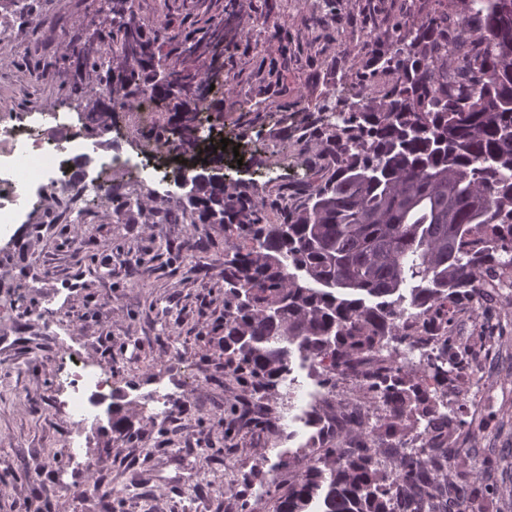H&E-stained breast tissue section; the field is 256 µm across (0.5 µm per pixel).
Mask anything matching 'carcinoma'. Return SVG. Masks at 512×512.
I'll return each instance as SVG.
<instances>
[{
  "mask_svg": "<svg viewBox=\"0 0 512 512\" xmlns=\"http://www.w3.org/2000/svg\"><path fill=\"white\" fill-rule=\"evenodd\" d=\"M466 3L479 52L441 40L434 19L397 40L385 64L401 79L387 102L360 94L328 122L340 163L298 210L266 223L250 195L203 180L174 217L233 226L242 240L224 247V366L257 391L286 383L296 357L334 388L391 340L423 350L431 324L451 325L458 301L484 294L478 268L512 280V0ZM112 40L135 55L102 89L113 110L133 108L125 90L140 71L181 81L141 28L121 25ZM209 110L200 95L184 129ZM453 346L447 335L425 354L419 384L394 368L368 373L385 410L364 422L372 434L392 435L412 404L424 435L453 430L438 407L446 365L463 366ZM330 452L325 470L301 460L276 512H467L441 439L394 447L392 471L367 448Z\"/></svg>",
  "mask_w": 512,
  "mask_h": 512,
  "instance_id": "obj_1",
  "label": "carcinoma"
}]
</instances>
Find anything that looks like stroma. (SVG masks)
Masks as SVG:
<instances>
[{
	"instance_id": "35a3bbf8",
	"label": "stroma",
	"mask_w": 512,
	"mask_h": 512,
	"mask_svg": "<svg viewBox=\"0 0 512 512\" xmlns=\"http://www.w3.org/2000/svg\"><path fill=\"white\" fill-rule=\"evenodd\" d=\"M465 14L463 0H134V21L185 73L181 91L141 122L85 91L120 67L107 0H10L0 5V113L50 107L72 116L80 134L98 128L102 143L129 151L170 136L207 94L211 136L238 156L193 140L160 165H224L272 220L335 171L325 146L331 112L348 110L362 88L378 103L391 91L396 77L381 64L391 43L442 16L449 38L476 40ZM222 21L223 46L191 52ZM89 51L97 68L76 66ZM185 204L175 187L139 192L134 203L95 199L77 226L37 209L0 239V481L13 488L0 512L26 497L65 498L67 512H274L300 457L325 458L328 441L285 428L287 386L262 395L225 369L215 324L227 234L220 224L167 223ZM452 334L467 366L449 373L439 402L456 419L448 469L482 512H512V283L461 301ZM75 357L110 367L131 422L125 434L105 427L89 437L87 459L108 476L104 485L87 483L62 452L68 422L55 383ZM294 371L322 397V417L375 415L362 378L337 379L330 392L312 367ZM159 382L171 388V409L155 420L141 397ZM338 436L380 461L390 446L424 439L410 412L393 436L356 426Z\"/></svg>"
}]
</instances>
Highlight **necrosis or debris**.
Instances as JSON below:
<instances>
[{"instance_id": "4bbe7bcc", "label": "necrosis or debris", "mask_w": 512, "mask_h": 512, "mask_svg": "<svg viewBox=\"0 0 512 512\" xmlns=\"http://www.w3.org/2000/svg\"><path fill=\"white\" fill-rule=\"evenodd\" d=\"M169 151L161 140L148 156L133 158L116 145L109 163L126 182L156 191L168 187L169 181L152 160ZM85 155V143L66 116L43 112L32 122L0 118V237L8 235L34 208L46 207L52 217L69 220L88 195H111L115 187L111 179L89 187L77 183L75 161ZM112 394V377L105 365L77 359L58 376L56 397L69 420L65 452L70 459L82 460L85 435L101 424L104 403Z\"/></svg>"}]
</instances>
